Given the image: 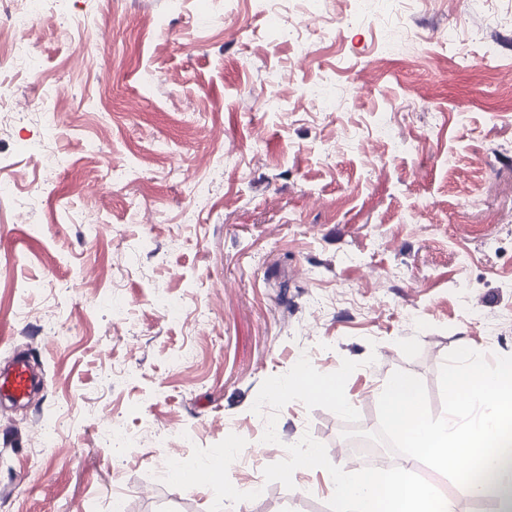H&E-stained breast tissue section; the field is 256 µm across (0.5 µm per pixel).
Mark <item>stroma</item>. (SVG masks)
<instances>
[{
    "label": "stroma",
    "instance_id": "stroma-1",
    "mask_svg": "<svg viewBox=\"0 0 512 512\" xmlns=\"http://www.w3.org/2000/svg\"><path fill=\"white\" fill-rule=\"evenodd\" d=\"M59 7L91 22L85 46L35 26L33 65L1 77L15 108L0 177L28 209L23 224L0 211V365L26 354L43 385L0 402V512H110L116 497L123 512H224L208 486L170 477L217 455L239 512H335L337 435L385 431L387 377L412 375L440 419L448 365L512 360V83L496 75L512 27L493 23L512 0H425L413 16L425 35L489 25L465 69L426 40L377 58L389 0H369L365 22L348 0H321L337 38L303 59L264 38L275 17L256 0ZM272 70L293 86L277 109ZM330 71L360 76L352 106L296 95ZM35 94L59 112L54 130L21 110ZM39 141L73 166L30 155ZM122 162L132 173L112 185ZM23 301L39 316L19 317ZM303 365L342 376L345 409L270 396ZM107 409L132 447L99 438ZM47 420L60 432L42 451ZM310 446L320 462L300 469ZM414 473L458 512H496L431 464Z\"/></svg>",
    "mask_w": 512,
    "mask_h": 512
}]
</instances>
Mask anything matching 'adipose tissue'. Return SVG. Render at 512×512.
Instances as JSON below:
<instances>
[{
	"label": "adipose tissue",
	"instance_id": "ef3b65f1",
	"mask_svg": "<svg viewBox=\"0 0 512 512\" xmlns=\"http://www.w3.org/2000/svg\"><path fill=\"white\" fill-rule=\"evenodd\" d=\"M447 383L456 416L478 406L479 419L466 426L455 419L430 421L416 382L404 375L391 377L379 392L382 414L411 453L398 471L337 469L331 478L337 512H456L451 499L423 489L412 469L423 459L454 474L465 467L496 465L502 435L512 428V362L489 370L459 361L449 366ZM341 385V377L318 376L305 369L293 381L278 385L272 395L287 400L300 394L337 403Z\"/></svg>",
	"mask_w": 512,
	"mask_h": 512
}]
</instances>
